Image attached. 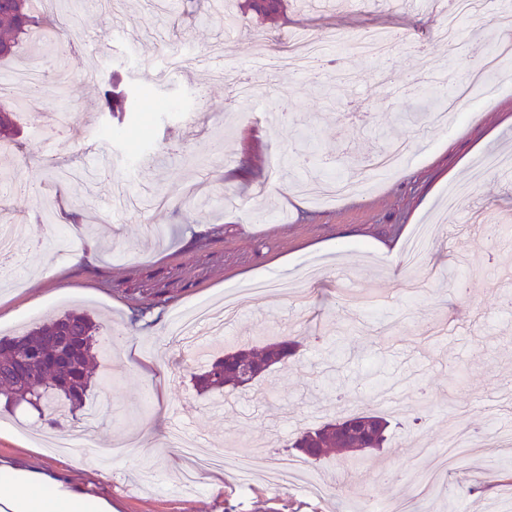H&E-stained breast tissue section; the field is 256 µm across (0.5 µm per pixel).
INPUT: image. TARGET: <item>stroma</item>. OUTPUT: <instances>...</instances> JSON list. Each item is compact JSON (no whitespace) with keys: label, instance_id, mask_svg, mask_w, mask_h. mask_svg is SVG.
<instances>
[{"label":"stroma","instance_id":"35a3bbf8","mask_svg":"<svg viewBox=\"0 0 512 512\" xmlns=\"http://www.w3.org/2000/svg\"><path fill=\"white\" fill-rule=\"evenodd\" d=\"M434 0H290L276 21L237 15L226 26L216 0H55L51 17L69 23L76 51L36 42L0 75L40 58L41 95L15 82L22 103L18 146L0 157V224L24 222L14 246L18 288H0L10 330L35 326L55 309L101 314L103 344L89 402L101 412L89 445L30 451L40 438L35 410L0 411V456L61 472L112 502L114 512H512V446L467 449L446 486L422 477L451 427L494 433L512 428V275L486 228L512 239V177L484 170L490 150L512 153V60L477 87L471 108L432 124L418 110L424 91L448 96L494 45L488 18H464L448 44ZM385 29L396 42L382 59L354 45ZM307 33L326 49L318 75L251 69L253 98L236 94L238 72L260 53L273 57ZM220 62L223 77L181 62L184 46ZM95 67L99 76L84 83ZM129 106L102 110L104 91ZM111 128L106 139L101 128ZM408 139L420 151L396 172L368 166L381 147ZM138 178L123 216L107 201L129 160ZM361 177L363 192L333 203L297 188L307 171ZM470 186L454 207L450 189ZM52 202L57 227L40 219L33 189ZM432 225L428 266L416 270L408 242ZM287 280L282 294L251 301L221 336L188 346L177 317L195 304L221 305L224 292L254 279ZM290 336L288 366L228 397L197 392L193 374L215 345ZM369 408L396 427L359 468L333 452L304 463L322 496L298 477L281 483L272 458L288 455L306 428ZM180 427L205 454L252 456L247 479L231 469L179 485V449L149 444L116 463L95 448L129 429L164 438Z\"/></svg>","mask_w":512,"mask_h":512}]
</instances>
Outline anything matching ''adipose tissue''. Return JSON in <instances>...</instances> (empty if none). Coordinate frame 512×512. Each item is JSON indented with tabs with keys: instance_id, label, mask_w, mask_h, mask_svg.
Listing matches in <instances>:
<instances>
[{
	"instance_id": "1",
	"label": "adipose tissue",
	"mask_w": 512,
	"mask_h": 512,
	"mask_svg": "<svg viewBox=\"0 0 512 512\" xmlns=\"http://www.w3.org/2000/svg\"><path fill=\"white\" fill-rule=\"evenodd\" d=\"M0 512H112V503L58 472L0 457Z\"/></svg>"
}]
</instances>
